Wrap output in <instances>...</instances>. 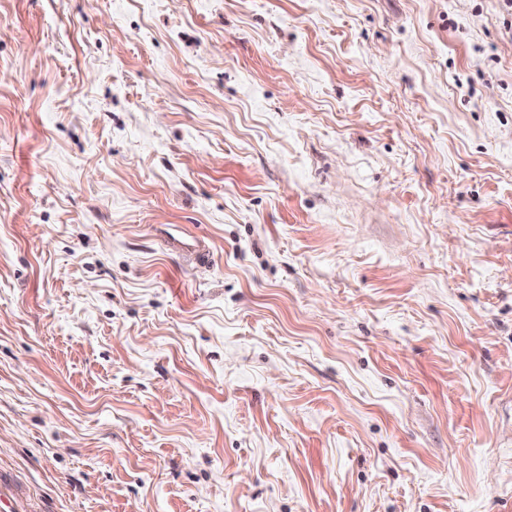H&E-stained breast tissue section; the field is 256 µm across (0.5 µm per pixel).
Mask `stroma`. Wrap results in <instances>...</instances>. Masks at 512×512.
<instances>
[{"mask_svg": "<svg viewBox=\"0 0 512 512\" xmlns=\"http://www.w3.org/2000/svg\"><path fill=\"white\" fill-rule=\"evenodd\" d=\"M21 512H512L504 0H0Z\"/></svg>", "mask_w": 512, "mask_h": 512, "instance_id": "stroma-1", "label": "stroma"}]
</instances>
